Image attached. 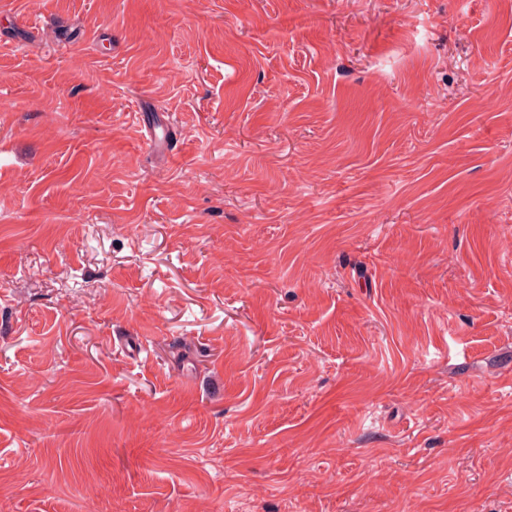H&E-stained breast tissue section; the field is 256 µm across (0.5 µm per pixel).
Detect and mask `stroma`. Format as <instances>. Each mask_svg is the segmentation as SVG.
<instances>
[{
    "mask_svg": "<svg viewBox=\"0 0 512 512\" xmlns=\"http://www.w3.org/2000/svg\"><path fill=\"white\" fill-rule=\"evenodd\" d=\"M0 512H512V0H0Z\"/></svg>",
    "mask_w": 512,
    "mask_h": 512,
    "instance_id": "35a3bbf8",
    "label": "stroma"
}]
</instances>
